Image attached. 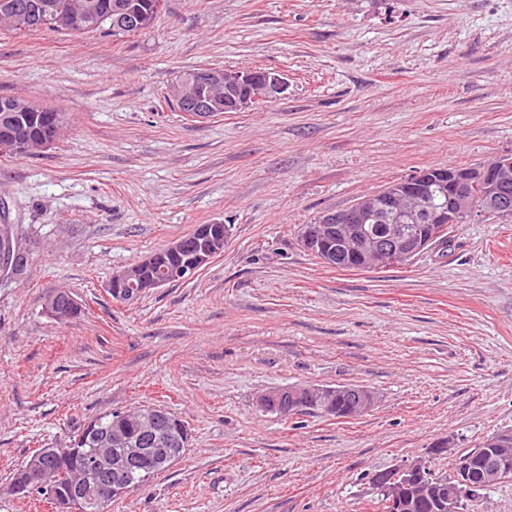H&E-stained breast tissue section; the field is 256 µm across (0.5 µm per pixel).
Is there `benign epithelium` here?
<instances>
[{"mask_svg":"<svg viewBox=\"0 0 512 512\" xmlns=\"http://www.w3.org/2000/svg\"><path fill=\"white\" fill-rule=\"evenodd\" d=\"M96 22L83 4H76L68 14L55 18L54 27L69 31L86 22ZM247 71H227L219 68L205 69L187 80L175 94L174 99L182 111L197 119H205L219 111L221 103L213 89L224 88V95H230L233 84L248 79ZM288 89V83L281 75L265 71L262 75L263 97L276 99ZM42 105L31 100L15 97H0V149L15 153H34L48 148L54 138L47 137L37 142H29L16 137L12 127L17 125L19 112H40ZM430 180H439L447 188L448 213L438 214L431 211L426 216L430 223L444 219L455 222L458 217L473 207L470 189L475 185L482 187V207L493 213L508 210L511 202L503 195L504 187L512 183V155L500 156L491 162L474 168H450L443 171L426 172L411 177L403 187H391L359 198L344 216L334 213L325 215L322 223L325 235L336 238V248L318 249L319 259L327 264H336L345 255L358 260V266L365 267L370 262L390 265L420 253L430 243L427 236H416L411 229L397 225L370 231L362 219L368 216H397L405 207L411 196L420 195L424 185ZM14 225L0 222V268L15 264L18 255L16 241L12 234ZM214 258L213 253L203 251L197 254V260L187 266L166 271L155 278L154 287L163 288L175 280L189 278L195 269ZM348 395L353 402V414L364 413L375 404L373 393L363 386L340 385L336 388H313L291 386L278 388L262 395L259 403L262 408H276L283 413L292 409V403L315 393L323 398L331 391ZM150 426L155 428V443H169L170 435L161 426L165 414L154 409L139 412ZM112 439L101 438V447L84 457L83 484L72 489L68 496L56 494L55 484L50 471L45 469V462L59 455L79 454V448H41L32 458L27 490L32 493H44L53 501L56 512H105L106 503L123 496L128 490L123 472L132 463L146 457L147 448H127L121 457L112 456L110 445ZM504 457L501 449H489L481 469L474 468L469 457L461 456L455 462L452 483L461 484L472 489L490 488L496 485L502 476ZM428 460L416 458L403 460L387 473L376 474L372 482L387 499L389 512H407L410 497H425L428 493Z\"/></svg>","mask_w":512,"mask_h":512,"instance_id":"obj_1","label":"benign epithelium"}]
</instances>
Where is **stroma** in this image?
<instances>
[{
    "label": "stroma",
    "mask_w": 512,
    "mask_h": 512,
    "mask_svg": "<svg viewBox=\"0 0 512 512\" xmlns=\"http://www.w3.org/2000/svg\"><path fill=\"white\" fill-rule=\"evenodd\" d=\"M195 68L262 69L280 98L196 120L168 103ZM0 96L69 113L0 156V210L31 237L0 284V485L116 409L187 425L183 456L108 512H369V473L440 472L512 430V223L488 215L390 267L340 270L301 225L439 166L512 154V0H164L113 38L0 25ZM227 224L194 276L127 304L114 271ZM66 289L82 314L56 323ZM289 385L371 389L352 419L261 412ZM221 225L218 224H199L196 225V228L190 232L189 234L185 235L184 238L176 239L175 241L171 242L167 247L172 251H184L188 248L187 244L188 241L186 237L192 238L193 241H199L201 245L204 247L208 245V242L210 240V236L212 235L213 231Z\"/></svg>",
    "instance_id": "obj_1"
}]
</instances>
